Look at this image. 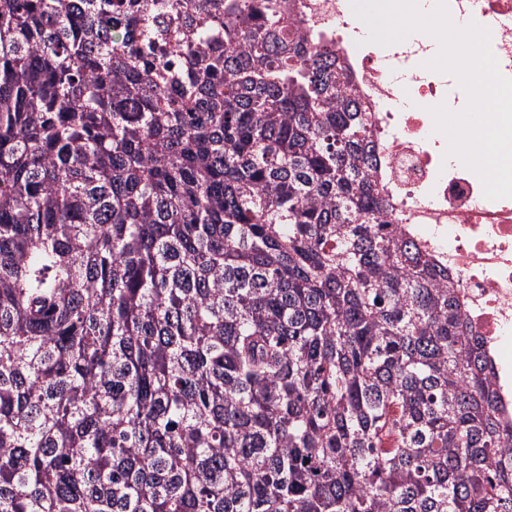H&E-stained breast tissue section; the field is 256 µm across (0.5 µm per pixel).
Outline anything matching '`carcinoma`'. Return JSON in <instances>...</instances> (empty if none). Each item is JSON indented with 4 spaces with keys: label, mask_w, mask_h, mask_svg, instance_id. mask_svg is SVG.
I'll return each instance as SVG.
<instances>
[{
    "label": "carcinoma",
    "mask_w": 512,
    "mask_h": 512,
    "mask_svg": "<svg viewBox=\"0 0 512 512\" xmlns=\"http://www.w3.org/2000/svg\"><path fill=\"white\" fill-rule=\"evenodd\" d=\"M335 66L281 0H0V512H512Z\"/></svg>",
    "instance_id": "obj_1"
}]
</instances>
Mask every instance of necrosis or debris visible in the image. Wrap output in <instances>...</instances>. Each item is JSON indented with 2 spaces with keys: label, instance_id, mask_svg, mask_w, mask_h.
Masks as SVG:
<instances>
[{
  "label": "necrosis or debris",
  "instance_id": "1",
  "mask_svg": "<svg viewBox=\"0 0 512 512\" xmlns=\"http://www.w3.org/2000/svg\"><path fill=\"white\" fill-rule=\"evenodd\" d=\"M446 3L450 17L489 29L499 70L512 79V0ZM284 9L300 34L335 49L348 75L342 95L372 122L371 175L390 203L383 221L457 280L464 330L479 338L502 416L512 421V198H486L480 178L449 160L436 135L432 107L459 113L468 105L455 75L427 66L439 42L418 31L389 47L364 44L349 0H284Z\"/></svg>",
  "mask_w": 512,
  "mask_h": 512
}]
</instances>
